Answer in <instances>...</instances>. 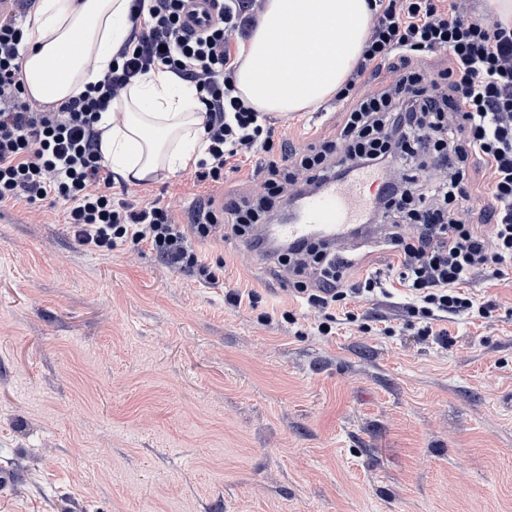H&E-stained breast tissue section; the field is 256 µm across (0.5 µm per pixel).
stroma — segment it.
I'll return each mask as SVG.
<instances>
[{"label": "stroma", "instance_id": "1", "mask_svg": "<svg viewBox=\"0 0 512 512\" xmlns=\"http://www.w3.org/2000/svg\"><path fill=\"white\" fill-rule=\"evenodd\" d=\"M345 110L270 122L292 153ZM266 178L257 154L223 183L189 167L125 199L189 225ZM63 210L0 206V512H512V271L468 285L491 317L422 336L397 286L323 336L236 236L194 240L210 285L146 245H80Z\"/></svg>", "mask_w": 512, "mask_h": 512}]
</instances>
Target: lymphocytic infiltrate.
Returning a JSON list of instances; mask_svg holds the SVG:
<instances>
[{
  "instance_id": "1",
  "label": "lymphocytic infiltrate",
  "mask_w": 512,
  "mask_h": 512,
  "mask_svg": "<svg viewBox=\"0 0 512 512\" xmlns=\"http://www.w3.org/2000/svg\"><path fill=\"white\" fill-rule=\"evenodd\" d=\"M35 0H16L0 15V205L49 197L66 204L65 220L78 242L108 252L117 245L149 244L172 265L193 270L206 283L219 278L200 260L183 225L167 207L133 206L114 199L112 173L99 151L98 121L119 92L157 70L192 83L205 112L198 180L223 182L236 160L266 156L267 193L259 201L229 200L224 212L237 236L263 223L290 186L306 189L357 170L379 172L382 183L366 223L389 221L386 239L397 257L394 274L411 300L407 311L424 319L422 335L442 314L490 317L491 305L464 289L475 274L497 279L512 269V23L461 14L436 0H372V23L360 61L336 93L349 102L339 139L284 157L266 113L242 98L230 36L248 21V0H214L213 23L199 34L182 22L185 0H129L128 36L112 66L78 97L43 109L28 97L21 77L28 15ZM447 50L439 80L405 68L395 87L372 96L355 90L377 65ZM433 152L447 173L437 181L395 179L392 167ZM482 161L493 173L485 205L472 201L470 171ZM278 263L297 277L295 291L321 316V334L355 321L349 300L385 291L382 279L354 277L353 258L322 244L278 252ZM315 265L313 282L301 276Z\"/></svg>"
}]
</instances>
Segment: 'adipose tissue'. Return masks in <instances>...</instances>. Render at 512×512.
<instances>
[{"instance_id": "1", "label": "adipose tissue", "mask_w": 512, "mask_h": 512, "mask_svg": "<svg viewBox=\"0 0 512 512\" xmlns=\"http://www.w3.org/2000/svg\"><path fill=\"white\" fill-rule=\"evenodd\" d=\"M127 0H39L22 59L30 98L61 103L112 63L127 34ZM371 24L369 0H265L236 70L258 111L285 115L323 102L357 65ZM205 115L194 86L159 70L102 113L100 151L124 180L186 168L202 148Z\"/></svg>"}]
</instances>
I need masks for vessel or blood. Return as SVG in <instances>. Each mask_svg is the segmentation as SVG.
<instances>
[{"label": "vessel or blood", "instance_id": "vessel-or-blood-1", "mask_svg": "<svg viewBox=\"0 0 512 512\" xmlns=\"http://www.w3.org/2000/svg\"><path fill=\"white\" fill-rule=\"evenodd\" d=\"M212 18L210 0H188L185 21L189 32H202ZM379 183V178L369 172L360 173L347 181L327 182L319 191L305 195L296 222L271 224L267 231L278 241L296 243L309 239L318 230L330 251H349L357 242L351 232L352 226L370 204Z\"/></svg>", "mask_w": 512, "mask_h": 512}]
</instances>
